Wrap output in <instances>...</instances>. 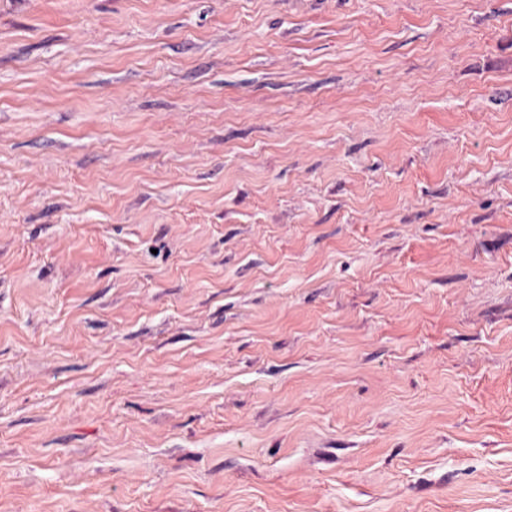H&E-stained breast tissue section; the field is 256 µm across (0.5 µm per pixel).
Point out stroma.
<instances>
[{
  "mask_svg": "<svg viewBox=\"0 0 512 512\" xmlns=\"http://www.w3.org/2000/svg\"><path fill=\"white\" fill-rule=\"evenodd\" d=\"M0 512H512V0H0Z\"/></svg>",
  "mask_w": 512,
  "mask_h": 512,
  "instance_id": "35a3bbf8",
  "label": "stroma"
}]
</instances>
